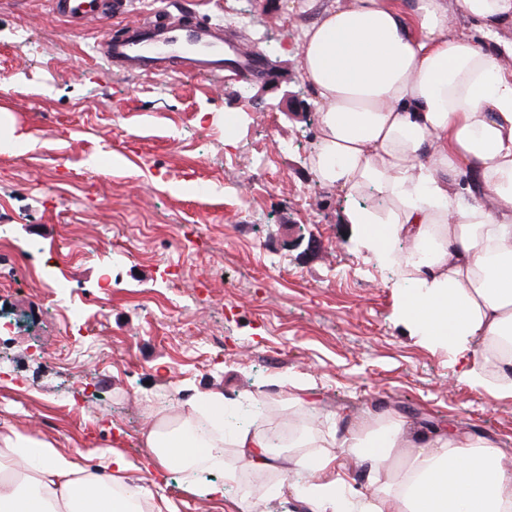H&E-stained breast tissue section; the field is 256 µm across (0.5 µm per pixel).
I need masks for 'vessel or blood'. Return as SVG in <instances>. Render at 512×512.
<instances>
[{
	"mask_svg": "<svg viewBox=\"0 0 512 512\" xmlns=\"http://www.w3.org/2000/svg\"><path fill=\"white\" fill-rule=\"evenodd\" d=\"M52 2L58 14L91 18L105 26L99 51L118 69L161 74L177 68L191 74L246 78L261 67L257 50L225 38L223 30L205 22L172 24L163 8L115 35L108 31L111 16L100 9L98 0Z\"/></svg>",
	"mask_w": 512,
	"mask_h": 512,
	"instance_id": "1",
	"label": "vessel or blood"
}]
</instances>
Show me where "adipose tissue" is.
<instances>
[{
    "instance_id": "obj_1",
    "label": "adipose tissue",
    "mask_w": 512,
    "mask_h": 512,
    "mask_svg": "<svg viewBox=\"0 0 512 512\" xmlns=\"http://www.w3.org/2000/svg\"><path fill=\"white\" fill-rule=\"evenodd\" d=\"M303 79L319 114L312 166L318 181L376 206L345 213L361 246L398 267L405 315L453 355L471 353L459 379L512 397V373L487 377V346L512 335V0H298ZM477 22V47L457 35ZM468 174L460 183L459 174ZM145 443L160 469L186 468L226 446L225 480L270 470L269 435L224 432V394L186 412L158 411ZM307 478L291 490L309 512H512V469L484 435L441 428L409 440L389 414L348 437L295 439ZM372 466V493L341 476L337 449ZM102 468L83 454L0 425V512H171L165 498L129 483L133 464L106 449Z\"/></svg>"
}]
</instances>
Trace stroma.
Listing matches in <instances>:
<instances>
[{
  "label": "stroma",
  "instance_id": "35a3bbf8",
  "mask_svg": "<svg viewBox=\"0 0 512 512\" xmlns=\"http://www.w3.org/2000/svg\"><path fill=\"white\" fill-rule=\"evenodd\" d=\"M292 3L167 0L258 49L266 73L243 83L113 68L95 23L0 0V139L33 141L0 151V422L62 453H122L172 512H238L237 493L197 497L144 445L156 409L215 389L269 430L389 413L411 436H494L512 460V397L456 383L467 358L414 333L397 269L312 170ZM292 380L308 405L289 403Z\"/></svg>",
  "mask_w": 512,
  "mask_h": 512
}]
</instances>
